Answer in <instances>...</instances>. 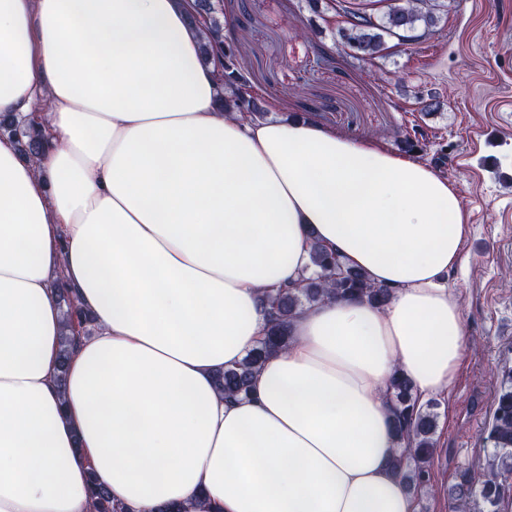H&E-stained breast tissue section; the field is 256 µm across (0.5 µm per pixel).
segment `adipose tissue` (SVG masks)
I'll return each instance as SVG.
<instances>
[{"instance_id":"1","label":"adipose tissue","mask_w":512,"mask_h":512,"mask_svg":"<svg viewBox=\"0 0 512 512\" xmlns=\"http://www.w3.org/2000/svg\"><path fill=\"white\" fill-rule=\"evenodd\" d=\"M193 0H0V512H418L389 380L447 393L466 343L446 283L468 226L425 162L311 119L227 116ZM318 238L394 295L291 322L249 396L216 383L265 335L262 292ZM64 277L95 320L57 380ZM1 135L13 139L18 145L21 154L30 160L38 159L46 148L45 142L37 131L35 123H29L23 118L1 117Z\"/></svg>"}]
</instances>
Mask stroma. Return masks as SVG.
<instances>
[{"label": "stroma", "mask_w": 512, "mask_h": 512, "mask_svg": "<svg viewBox=\"0 0 512 512\" xmlns=\"http://www.w3.org/2000/svg\"><path fill=\"white\" fill-rule=\"evenodd\" d=\"M445 3L448 19L433 38L346 66L323 64L315 50L333 49L335 15L311 39L296 34L309 19L298 0H237V35L249 47L268 120H285L291 104L324 103L316 120L337 134L397 153V131L416 125L448 156L439 172L458 188L470 224L463 261L448 273L466 351L437 400L432 487L413 492L419 512H448L462 472L483 481L494 400L502 371L512 368V0ZM430 92L440 95L436 112H419L417 95Z\"/></svg>", "instance_id": "35a3bbf8"}]
</instances>
